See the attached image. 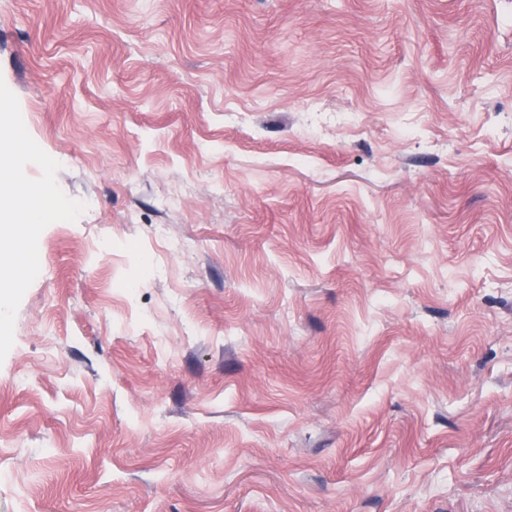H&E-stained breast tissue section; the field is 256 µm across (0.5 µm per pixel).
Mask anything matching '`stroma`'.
<instances>
[{
    "label": "stroma",
    "mask_w": 512,
    "mask_h": 512,
    "mask_svg": "<svg viewBox=\"0 0 512 512\" xmlns=\"http://www.w3.org/2000/svg\"><path fill=\"white\" fill-rule=\"evenodd\" d=\"M0 93V512H512V0H0ZM1 174H0V206L6 208L10 207L11 202L17 197H27L29 195V188L23 181L12 180L9 176L4 174V154L1 150ZM45 205V197L33 198L21 209L14 212V217L0 226V241H14L29 231L33 224L39 223L40 214ZM35 265V255L29 249L20 248L2 260L0 256L1 288L5 282H16L29 272Z\"/></svg>",
    "instance_id": "1"
}]
</instances>
